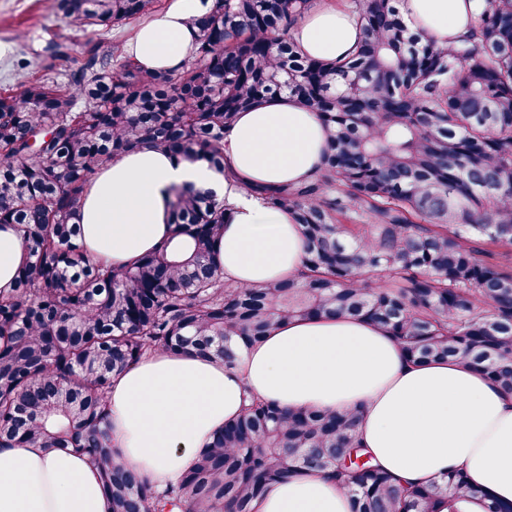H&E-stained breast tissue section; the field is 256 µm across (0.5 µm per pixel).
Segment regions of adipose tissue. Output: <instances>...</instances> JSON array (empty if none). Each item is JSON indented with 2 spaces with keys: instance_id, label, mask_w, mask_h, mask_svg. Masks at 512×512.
Instances as JSON below:
<instances>
[{
  "instance_id": "ef3b65f1",
  "label": "adipose tissue",
  "mask_w": 512,
  "mask_h": 512,
  "mask_svg": "<svg viewBox=\"0 0 512 512\" xmlns=\"http://www.w3.org/2000/svg\"><path fill=\"white\" fill-rule=\"evenodd\" d=\"M480 0H400L404 20L443 45L468 31ZM207 0H172L142 27L128 54L150 70L189 57L193 18ZM361 37L351 10L320 0L289 31L303 56L347 57ZM327 151L318 114L288 95L240 113L224 139L234 180L206 163H189L142 147L114 158L79 206L82 243L91 256L127 265L172 235V187L213 188L228 208L219 243L224 282L285 280L305 255L301 227L287 210L249 195V184L310 182ZM292 409L361 406L357 434L375 461L402 484H427L448 471L512 503V393L457 361H409L382 327L346 316L293 320L243 350L234 367L192 353L144 356L112 381L109 433L125 467L157 486L177 482L212 435L247 398ZM0 512H109L100 477L68 448H0ZM252 512H351L335 480L303 469L274 484Z\"/></svg>"
}]
</instances>
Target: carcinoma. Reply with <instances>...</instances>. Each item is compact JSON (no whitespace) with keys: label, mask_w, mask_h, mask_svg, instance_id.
I'll list each match as a JSON object with an SVG mask.
<instances>
[{"label":"carcinoma","mask_w":512,"mask_h":512,"mask_svg":"<svg viewBox=\"0 0 512 512\" xmlns=\"http://www.w3.org/2000/svg\"><path fill=\"white\" fill-rule=\"evenodd\" d=\"M159 0H53L69 26L148 16ZM363 32L345 62L286 40L313 0H212L190 57L109 67L97 44L66 82L0 94V225L23 260L0 291V448H71L100 475L111 512H252L301 469L350 494L352 512H508L460 471L411 491L359 446L360 407L254 402L163 490L118 460L112 378L144 355L193 350L236 364L240 347L312 316L363 317L414 361L452 358L512 392V0H484L451 48L407 25L399 0H354ZM281 94L317 112L328 150L301 185L246 191L302 226L295 278L226 285L217 263L224 199L176 188L174 231L114 266L87 254L77 209L101 167L142 146L224 176L238 113Z\"/></svg>","instance_id":"obj_1"}]
</instances>
